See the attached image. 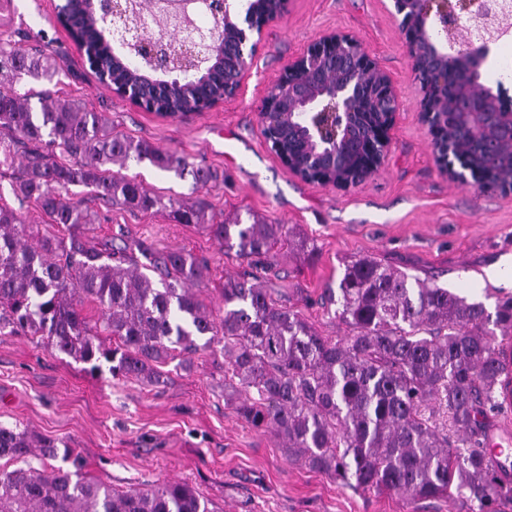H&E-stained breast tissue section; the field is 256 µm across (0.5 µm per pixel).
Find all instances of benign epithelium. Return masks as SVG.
Instances as JSON below:
<instances>
[{"instance_id":"obj_1","label":"benign epithelium","mask_w":512,"mask_h":512,"mask_svg":"<svg viewBox=\"0 0 512 512\" xmlns=\"http://www.w3.org/2000/svg\"><path fill=\"white\" fill-rule=\"evenodd\" d=\"M82 8L109 22V37L117 49L137 46L149 62L146 78L165 87L161 77L202 57L211 71L226 75L224 99L235 97L270 22L284 15L288 0H248L244 16L231 11L229 0H154V16L162 34L146 38L130 26L134 0H79ZM402 16L400 30L420 81L421 118L432 135L440 168L466 188H496L501 184L464 150L448 144V129L460 125L476 146L495 135L512 140V110L500 95L480 82V68L490 45L512 30V4L503 0L494 13L476 12L473 0H393ZM209 14L220 31L199 26ZM176 28L171 40L166 33ZM457 76L448 90V71ZM399 112L392 81L367 51L348 35L332 32L307 48L284 70L264 98L263 130L294 129L303 153L271 147L282 165L296 177L338 188L353 186L382 165L389 149L390 130Z\"/></svg>"}]
</instances>
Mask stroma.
Instances as JSON below:
<instances>
[{"label": "stroma", "mask_w": 512, "mask_h": 512, "mask_svg": "<svg viewBox=\"0 0 512 512\" xmlns=\"http://www.w3.org/2000/svg\"><path fill=\"white\" fill-rule=\"evenodd\" d=\"M0 12V39L40 49L60 63L61 96L105 115L115 134L189 156L218 174L195 185L147 164L130 165L149 189L207 213L253 214L296 226L307 253H280L273 262L225 253L209 231L177 223L164 212L85 204L95 217L82 232L100 239L129 236L157 249H181L206 260L198 287L222 316L227 278L258 277L276 303L294 307L323 335L348 328L324 314L320 295L338 283L345 262L363 255L435 277L439 284L494 311L512 285L492 275L512 265V193L480 192L448 179L420 117L422 91L393 0H288L265 30L240 93L183 117L147 112L102 85L82 51L56 22L62 0H13ZM348 34L392 79L400 101L382 166L347 189L290 174L271 151L260 121L269 89L322 35ZM163 381L112 376L108 368L55 354L37 336L0 335V423L56 438L82 473L118 491L171 480L188 482L216 512H458L440 498L407 504L399 495L353 490L292 463L272 434L240 420L224 402L220 349L175 356L161 364Z\"/></svg>", "instance_id": "35a3bbf8"}]
</instances>
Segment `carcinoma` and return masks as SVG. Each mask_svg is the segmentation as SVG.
<instances>
[{
	"label": "carcinoma",
	"instance_id": "obj_1",
	"mask_svg": "<svg viewBox=\"0 0 512 512\" xmlns=\"http://www.w3.org/2000/svg\"><path fill=\"white\" fill-rule=\"evenodd\" d=\"M100 17L77 27L94 74L113 90L141 88L145 61L137 50L113 54ZM55 57L0 40V167L11 168V192L34 203L64 236L40 232L25 213L0 205V331L45 336L51 348L90 365L110 364L114 377L157 381L154 364L171 353L221 347L224 399L252 428L272 431L288 458L357 490L393 492L409 503L448 497L466 512H504L512 506V472L487 458L486 419L506 403L512 359V297L495 315L429 277L372 256L344 265L338 288L321 295L326 313L350 335H322L299 312L277 304L247 278L224 281V317L199 300L194 285L206 266L192 254L157 250L137 239L98 242L79 232L94 222L80 198L83 186L106 204L131 211H170L180 224H203L226 251L243 259L277 257V247L305 251V239L286 224L232 223L200 206L146 189L121 173L147 163L205 184L210 168L175 152L112 134L106 119L56 91L21 93L24 80L59 72ZM152 97L164 113L202 112L224 96V81L199 85L197 73L170 79ZM40 109L30 104L32 96ZM58 148L75 162L53 159ZM504 144L478 161L512 182ZM119 170H112V166ZM144 261H139L138 257ZM93 303L98 317L83 314ZM117 339L114 346L105 338ZM0 512H214L189 484L168 481L116 491L74 469L47 467L70 459L49 438L0 424Z\"/></svg>",
	"mask_w": 512,
	"mask_h": 512
}]
</instances>
